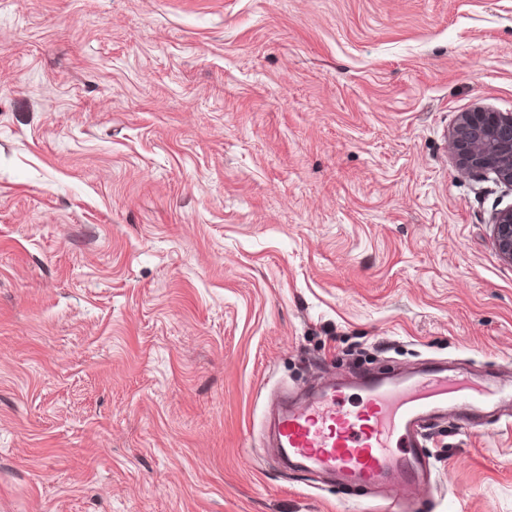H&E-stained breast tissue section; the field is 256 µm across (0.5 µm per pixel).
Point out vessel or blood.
<instances>
[{
  "label": "vessel or blood",
  "mask_w": 512,
  "mask_h": 512,
  "mask_svg": "<svg viewBox=\"0 0 512 512\" xmlns=\"http://www.w3.org/2000/svg\"><path fill=\"white\" fill-rule=\"evenodd\" d=\"M356 405L335 383L286 404L273 422L274 445L298 469L335 475L354 485L407 490L429 483L422 432L431 421L454 414L465 429L485 427L477 409L512 402V372L487 388L463 385L459 375L433 363L408 375L359 373Z\"/></svg>",
  "instance_id": "obj_1"
}]
</instances>
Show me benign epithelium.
<instances>
[{
	"mask_svg": "<svg viewBox=\"0 0 512 512\" xmlns=\"http://www.w3.org/2000/svg\"><path fill=\"white\" fill-rule=\"evenodd\" d=\"M448 145L463 173L492 174L512 189V113L477 107L464 112L449 135ZM499 255L512 263V207L493 218Z\"/></svg>",
	"mask_w": 512,
	"mask_h": 512,
	"instance_id": "7a95c632",
	"label": "benign epithelium"
}]
</instances>
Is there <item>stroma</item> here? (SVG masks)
<instances>
[{"label":"stroma","instance_id":"stroma-1","mask_svg":"<svg viewBox=\"0 0 512 512\" xmlns=\"http://www.w3.org/2000/svg\"><path fill=\"white\" fill-rule=\"evenodd\" d=\"M512 0H0V512H405L286 467L277 395L512 364ZM418 512H512V408ZM448 145L463 173L493 174L512 189V113L477 107L464 112ZM493 236L499 255L505 261L512 263V207L495 214Z\"/></svg>","mask_w":512,"mask_h":512}]
</instances>
